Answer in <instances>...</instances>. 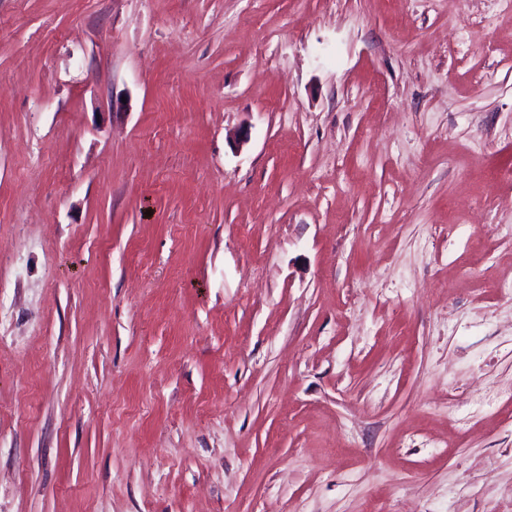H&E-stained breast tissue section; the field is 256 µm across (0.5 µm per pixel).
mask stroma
<instances>
[{"mask_svg":"<svg viewBox=\"0 0 512 512\" xmlns=\"http://www.w3.org/2000/svg\"><path fill=\"white\" fill-rule=\"evenodd\" d=\"M508 167L507 0H0V512H485Z\"/></svg>","mask_w":512,"mask_h":512,"instance_id":"35a3bbf8","label":"stroma"}]
</instances>
